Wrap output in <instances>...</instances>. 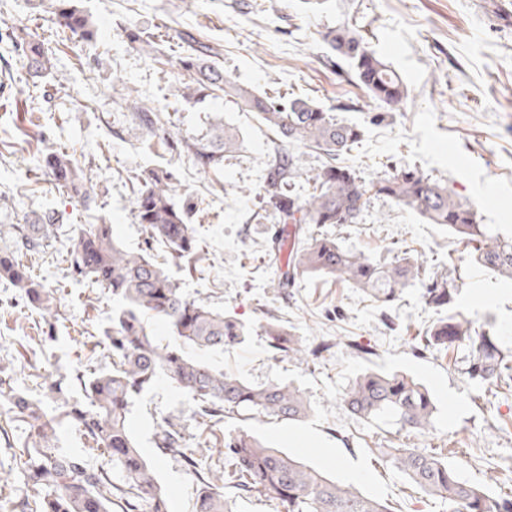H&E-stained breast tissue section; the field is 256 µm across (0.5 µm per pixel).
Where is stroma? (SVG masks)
Listing matches in <instances>:
<instances>
[{"label": "stroma", "mask_w": 512, "mask_h": 512, "mask_svg": "<svg viewBox=\"0 0 512 512\" xmlns=\"http://www.w3.org/2000/svg\"><path fill=\"white\" fill-rule=\"evenodd\" d=\"M505 0H325L309 10L301 0H79L96 36L86 41L57 33L50 6L0 0V23H28L51 49L52 72L29 76L22 53L0 46V194L18 219L53 214L51 244L32 259L31 273L55 289L49 314L32 309L0 282V367L14 390L44 401L41 368L68 372L87 364H111L97 342L112 318V295L72 274L65 260L75 227L108 224L131 252L146 235L136 212L138 175L166 176L177 203L193 201L190 222L201 246L189 262H172L170 275L185 298L224 312L250 329L246 341L224 352H199L200 360L254 385L297 387L313 413L301 421L226 420L223 431L244 427L331 479L351 484L386 503L392 512H448L440 498L423 493L386 465L372 448L377 429L356 419L342 398L366 370L413 375L431 392L433 426L415 434L391 432L394 443L427 452L452 449L460 477L498 494H512V387L488 389L470 373L467 344L444 352L427 346L434 325L462 315L512 351V282L497 278L463 256L446 226L430 224L382 195L370 196L361 223L312 225L345 248L382 263L416 250L429 276L454 288L452 304L435 309L424 283L410 282L390 306L330 277L307 275L278 287L280 269L271 249L280 226L262 209L268 162L282 142L251 113L223 95L184 98L188 77L167 58L200 47L217 52L225 73L239 83L287 99L306 96L340 118L358 124L360 141L343 157L371 181L409 165L447 184L455 199L471 204L476 221L512 236V25L501 17ZM356 29L390 63L408 87L407 99L373 122L369 104L352 80L348 63L336 62L325 32L341 24ZM133 29L154 37L157 54L133 48ZM148 108L169 116L174 138L139 123ZM237 127L239 150L220 169L198 170L188 144L209 138L216 121ZM60 149L92 180L97 205L84 209L57 186L42 166L45 149ZM282 326L301 343L327 342L317 360L272 351L263 328ZM183 427L200 465L217 460L222 433L212 432L191 396L160 379L135 399L131 430L165 488L171 512H193L200 472L154 443L164 418ZM0 512H22L37 490L25 485L16 465L28 442L24 429L0 415Z\"/></svg>", "instance_id": "obj_1"}]
</instances>
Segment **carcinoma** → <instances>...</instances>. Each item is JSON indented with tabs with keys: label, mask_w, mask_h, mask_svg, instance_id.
I'll list each match as a JSON object with an SVG mask.
<instances>
[{
	"label": "carcinoma",
	"mask_w": 512,
	"mask_h": 512,
	"mask_svg": "<svg viewBox=\"0 0 512 512\" xmlns=\"http://www.w3.org/2000/svg\"><path fill=\"white\" fill-rule=\"evenodd\" d=\"M51 7L62 32L86 40L95 36L91 17L76 0H52ZM3 39L24 53L31 77L48 75L50 58L26 28L10 26L0 32V41ZM325 40L336 57L348 61L354 79L371 100L397 106L407 98L402 78L355 29L339 25L325 34ZM179 65L189 72L186 98L221 92L239 111L253 113L282 141L313 148L323 156L316 172L306 176L302 194L291 189L296 172L289 154L278 152L269 163L265 206L282 224L273 260L282 259L279 253L288 237L302 224L360 223L367 195L373 191L399 207L418 212L431 224L448 226L473 262L512 279V238L502 239L489 225L477 223L473 207L455 199L447 185L405 169L367 183L344 164L341 157L361 138L359 126L336 120L333 113L307 97L283 102L240 84L203 51L180 59ZM240 144L239 131L220 121L210 138L187 146V151L196 166L210 169ZM43 163L56 185L87 208L95 203L90 179L66 154L52 149ZM138 183L137 217L148 239L164 244L173 259L197 252L199 244L189 224L195 204L176 205L171 187L155 173L138 178ZM12 214L7 203L0 204V238L5 240L0 248V280L24 293L35 309L48 312L54 292L32 278L23 257L48 247L55 218L44 213L15 224ZM282 260L286 271L278 280L280 288L294 285L305 274H319L343 280L383 304L393 302L402 288L419 278L423 268L410 254L388 265L377 264L324 235L310 236L305 248L287 253ZM68 263L74 274L107 290L117 302L112 327L99 341L112 358V367L76 370L58 377L49 384L45 398L61 406L64 417L81 430L87 450L98 452L103 463L94 467L84 455L61 448L55 420L44 412L42 402L13 390L6 369L0 367V398L8 405L11 421L22 423L31 438L20 458L25 483L43 492L35 504L38 512H169L168 497L129 429L134 399L163 377L190 394L199 417L213 427L226 419L299 421L310 415V404L298 388L251 385L189 354V348L235 346L245 338V327L206 304L184 298L167 272L166 261L146 252L123 250L113 238L112 225L81 227ZM425 297L428 304L443 307L451 302L452 292L433 280L426 285ZM154 319L168 323L180 344H162L150 329ZM266 335L278 351L290 356L303 352L301 342L276 324H267ZM465 341L473 349V375L484 381L512 382V356L496 337L476 330L469 320L441 321L429 334L431 345L446 350ZM73 386L81 389L84 401H70ZM343 403L358 418L386 420L408 432L430 429L435 411L428 389L399 372L360 373ZM155 445L197 467L193 454L184 448L180 424L165 421L156 433ZM376 451L421 490L447 502L449 512H512V496L464 481L442 457L393 444ZM224 456L232 470L222 471L219 463L208 469L200 479L194 512H232L225 494L227 478L240 494L263 497L280 507L278 512H392L382 501L329 479L246 430L224 435Z\"/></svg>",
	"instance_id": "carcinoma-1"
}]
</instances>
